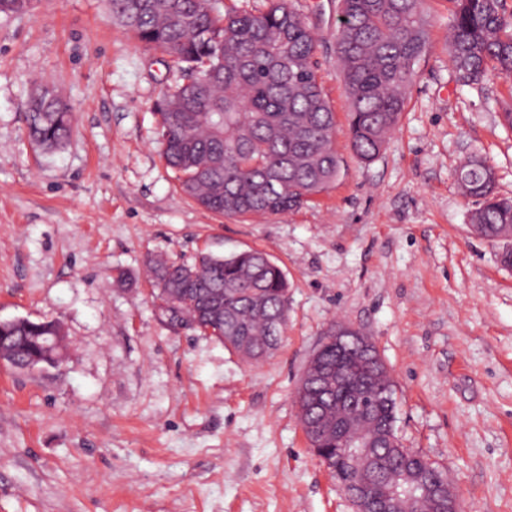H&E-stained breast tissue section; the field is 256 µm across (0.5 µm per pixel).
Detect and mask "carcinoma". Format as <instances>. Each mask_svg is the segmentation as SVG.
Instances as JSON below:
<instances>
[{"instance_id": "1", "label": "carcinoma", "mask_w": 512, "mask_h": 512, "mask_svg": "<svg viewBox=\"0 0 512 512\" xmlns=\"http://www.w3.org/2000/svg\"><path fill=\"white\" fill-rule=\"evenodd\" d=\"M449 58L465 84L490 74L512 77V10L507 0H451ZM337 60L350 102L348 135L353 152L374 160L399 125L414 65L429 31L423 0H342ZM110 19L148 48L163 50L183 73L156 104L161 156L182 190L200 206L227 216L279 214L302 206L338 177L336 120L319 83L315 40L304 19L273 0L260 14L226 11L209 0H109ZM224 47V81L210 83L206 62ZM29 137L46 151L61 148L73 130L67 104L26 101ZM466 197L482 200L471 221L499 244L512 228V199L495 195V172L472 157L459 167ZM257 250L230 256L199 254L193 263L149 255L152 295L169 323L189 317L195 330L224 341L246 362L272 355L288 326V280ZM52 321H30L19 332L1 331L8 365L24 369ZM348 357L331 406L340 421L359 419L349 402ZM305 425L323 417V403H299ZM393 472L405 457L378 449Z\"/></svg>"}]
</instances>
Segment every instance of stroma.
<instances>
[{
  "mask_svg": "<svg viewBox=\"0 0 512 512\" xmlns=\"http://www.w3.org/2000/svg\"><path fill=\"white\" fill-rule=\"evenodd\" d=\"M315 37L339 177L302 208L222 216L181 189L155 103L180 71L112 24L107 0L0 13V319L54 320L61 367L0 364V512H355L302 431L294 393L332 322L374 340L397 434L447 476L463 512H512V268L471 229L469 157L512 197V79L458 82L450 0H424L429 43L380 155L361 162L336 56L340 0H287ZM55 87L75 114L56 151L25 102ZM266 253L288 328L249 365L167 322L145 258ZM124 282H116L117 273Z\"/></svg>",
  "mask_w": 512,
  "mask_h": 512,
  "instance_id": "35a3bbf8",
  "label": "stroma"
}]
</instances>
